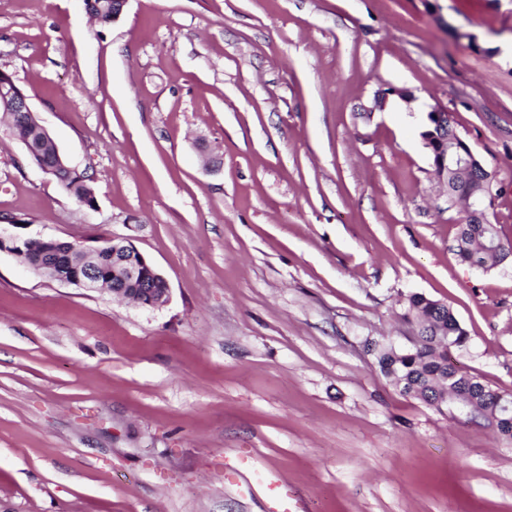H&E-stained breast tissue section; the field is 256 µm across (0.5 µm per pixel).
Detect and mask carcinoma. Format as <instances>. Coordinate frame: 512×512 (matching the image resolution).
Here are the masks:
<instances>
[{
	"instance_id": "cac0c4a2",
	"label": "carcinoma",
	"mask_w": 512,
	"mask_h": 512,
	"mask_svg": "<svg viewBox=\"0 0 512 512\" xmlns=\"http://www.w3.org/2000/svg\"><path fill=\"white\" fill-rule=\"evenodd\" d=\"M20 140L34 147L48 165L57 160L56 145L35 119L23 120L10 112L0 114ZM57 183L77 203L90 206L93 196L84 177L58 169ZM458 259L486 272L499 266L502 257L512 255V243L503 242L492 224H461L456 239ZM408 312L419 323L417 341L408 351L386 347L376 355L380 372L393 379L399 391L442 410L448 394L471 412L469 420L494 429L512 441V394L500 392L479 377L461 373L450 363L452 350L467 346L468 334L450 305L420 293L407 299Z\"/></svg>"
}]
</instances>
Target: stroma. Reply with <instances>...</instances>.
I'll return each mask as SVG.
<instances>
[{"instance_id":"obj_1","label":"stroma","mask_w":512,"mask_h":512,"mask_svg":"<svg viewBox=\"0 0 512 512\" xmlns=\"http://www.w3.org/2000/svg\"><path fill=\"white\" fill-rule=\"evenodd\" d=\"M0 70L96 198L0 123V224L129 238L170 288L137 306L0 253V512H267L241 456L302 512H512V443L370 350L410 347L421 293L512 393V260L459 261L420 137L448 112L512 241V0H0ZM61 157L63 160L58 156L59 164L62 168L58 169L59 178L56 182L77 203L80 205L91 206L93 203V196L90 188L85 184L84 177L77 172L69 174L65 169L71 172L76 171L77 169L73 166H66V159L62 155Z\"/></svg>"}]
</instances>
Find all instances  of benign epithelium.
<instances>
[{"label": "benign epithelium", "instance_id": "obj_1", "mask_svg": "<svg viewBox=\"0 0 512 512\" xmlns=\"http://www.w3.org/2000/svg\"><path fill=\"white\" fill-rule=\"evenodd\" d=\"M2 110L33 113L27 94L13 83L0 81V111ZM423 141L433 154L435 172L441 180H448L450 175L465 180L481 172L487 181L491 183L495 181L494 172L483 166L478 155L465 145L462 139H450L446 134L434 133L424 136ZM492 200H494V193L491 192L486 198L470 199L464 202L467 220L485 218ZM17 228L19 225L13 223L0 225V253L8 252L14 255L21 264L39 275L88 291H100L102 286L98 270L99 253L103 249V243L106 242L112 246V276L123 281L139 280L145 284L151 278L163 281L160 297H154L153 290L145 288L138 295V304L156 308L167 303L169 299L168 283L164 282V276L127 238L108 235L103 241H95L94 245L84 247V251L92 256V259L89 261L84 259L74 265L64 261V257L71 256L72 252L66 251V246L60 242L49 243L48 248L40 252L37 257H32L26 247V236L18 233Z\"/></svg>", "mask_w": 512, "mask_h": 512}]
</instances>
